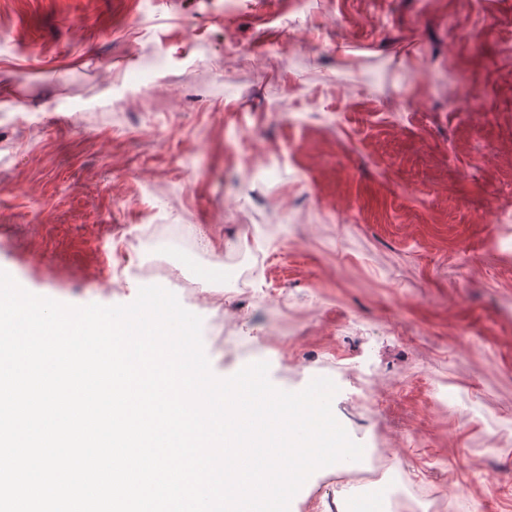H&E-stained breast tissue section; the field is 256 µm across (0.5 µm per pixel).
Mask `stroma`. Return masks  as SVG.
<instances>
[{
	"label": "stroma",
	"mask_w": 512,
	"mask_h": 512,
	"mask_svg": "<svg viewBox=\"0 0 512 512\" xmlns=\"http://www.w3.org/2000/svg\"><path fill=\"white\" fill-rule=\"evenodd\" d=\"M179 224L216 376L512 512V0H0V270L127 305Z\"/></svg>",
	"instance_id": "35a3bbf8"
}]
</instances>
